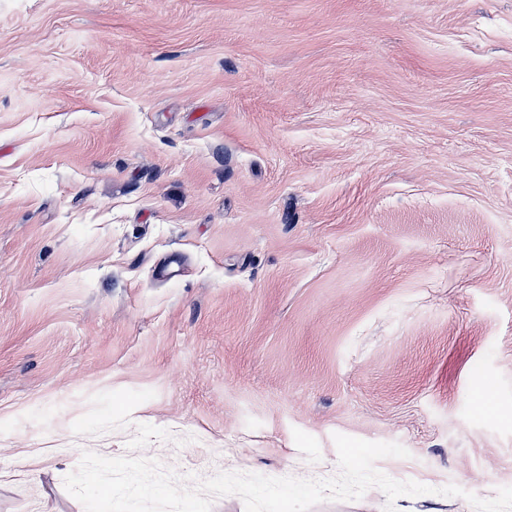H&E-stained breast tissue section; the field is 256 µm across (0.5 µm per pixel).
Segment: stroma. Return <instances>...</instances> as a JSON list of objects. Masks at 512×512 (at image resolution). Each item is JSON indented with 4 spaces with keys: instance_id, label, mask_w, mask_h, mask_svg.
Here are the masks:
<instances>
[{
    "instance_id": "stroma-1",
    "label": "stroma",
    "mask_w": 512,
    "mask_h": 512,
    "mask_svg": "<svg viewBox=\"0 0 512 512\" xmlns=\"http://www.w3.org/2000/svg\"><path fill=\"white\" fill-rule=\"evenodd\" d=\"M512 486V0H0V512Z\"/></svg>"
}]
</instances>
